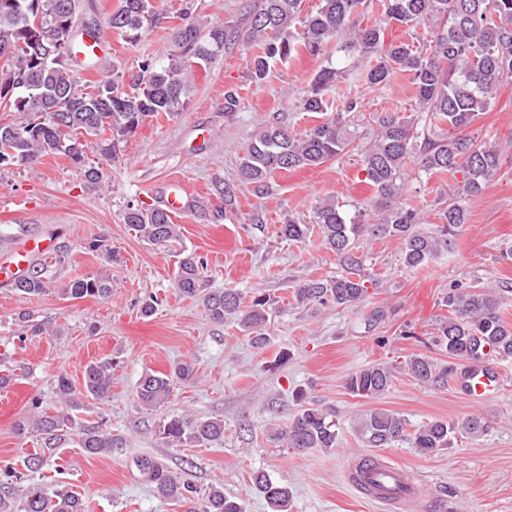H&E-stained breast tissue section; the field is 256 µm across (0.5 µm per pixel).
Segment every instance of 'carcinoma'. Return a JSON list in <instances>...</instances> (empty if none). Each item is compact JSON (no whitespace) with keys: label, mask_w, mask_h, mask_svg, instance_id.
I'll return each instance as SVG.
<instances>
[{"label":"carcinoma","mask_w":512,"mask_h":512,"mask_svg":"<svg viewBox=\"0 0 512 512\" xmlns=\"http://www.w3.org/2000/svg\"><path fill=\"white\" fill-rule=\"evenodd\" d=\"M301 5L302 0H264L263 8L242 33L187 9L163 56L142 60L132 72L115 62L112 76L85 86L72 69L78 46L73 25L80 21L79 0H0V51H10L0 64V109L30 115L18 124L0 122V164L26 165L61 154L83 167L86 182L96 186L104 175L98 167L84 166L88 137L97 138L93 148L100 156L116 158L119 145L148 119L161 113L173 116L184 109L195 86L196 67L221 56L231 42L240 40L251 49L258 48L247 60V67L252 82L260 86L266 82L272 63H289L302 55L318 58L335 41L339 50L361 58L358 80L371 87L386 86L407 73L415 87L414 114L373 116L377 134L361 150L363 172L379 213L377 222L349 221L342 205L328 198L313 206L312 223L304 224L288 214L278 231L280 238L299 243L318 230L323 245L336 254L340 266L334 277L306 279L298 284L294 288L297 303L357 306L367 298L366 283L370 282L359 252L363 237L398 240L402 263L422 268L448 250L449 235L466 223L467 211L457 198L479 195L500 170L501 153L477 145L467 131L490 108L497 89L512 82V0H384L389 18L414 27L435 26L437 33L424 52L405 42L387 44L380 26L363 25L359 13L362 0H319L317 9L304 16ZM37 19L52 41L47 56H35L29 50ZM160 19L155 0H119L109 25L134 45L144 30ZM344 78V71L326 60L296 98V108L302 112L329 111L331 93ZM360 107L356 99L347 98L334 116L299 136L280 121L259 127L245 147L239 181L252 186L260 198L269 190L276 172L318 167L335 159L355 141L350 127ZM412 162L428 176L457 180V193L441 200L438 234L419 229L425 223L422 210L406 201L394 203ZM123 221L142 241L159 249L170 247L180 237L179 226L161 207L132 205L124 212ZM205 271L197 258H182L175 288L186 297H202L212 322L222 324L224 318H234L253 346L264 349L274 300L258 293L247 303L233 288L208 292ZM49 285L43 269L35 267L14 282L17 291L30 297L44 294ZM58 292L72 300L108 298L112 296V279L76 278ZM504 292L511 293L512 289L492 291L475 285L448 289L440 301L448 308V315L439 320L432 344L459 361L478 362L488 348L501 357H512V325L502 315ZM17 320L24 332L33 336L48 332L32 310L19 313ZM112 366L110 358L87 366L83 388L88 395L102 399L112 392ZM404 368L416 381L431 386L447 385L456 371L452 363L417 354ZM194 377V365L188 362L176 365L169 374L146 372L137 381V398L146 407H163L179 384ZM393 378L391 367L372 363L349 375L345 386L354 396L375 399L390 388ZM56 393L64 403L78 407L77 388L63 374L57 376ZM297 401L298 413L292 423L275 432L274 439L297 451L335 447L336 422L303 396H297ZM32 406L34 416L19 422L17 430L23 435L35 433L44 448L58 447L75 428L78 445L88 455L110 454L123 445V439L103 429L101 422L77 428L68 413H50L37 401ZM483 429L476 418L457 422L436 419L413 425L404 416L381 408L364 412L355 424L358 438L368 448H389L407 441L424 454L448 448L454 434L478 436ZM157 433L169 448L220 444L224 441V421L172 413L160 421ZM44 463L39 451L23 460L25 471L10 466L3 469L0 512H87L83 500L65 487L48 492L29 481V474L39 471ZM137 466L160 497L190 504V512H244L242 499L225 494L222 482L202 492L193 482L172 475L149 457L139 458ZM252 489L266 500L271 512H291L288 486L259 471L252 476Z\"/></svg>","instance_id":"1"}]
</instances>
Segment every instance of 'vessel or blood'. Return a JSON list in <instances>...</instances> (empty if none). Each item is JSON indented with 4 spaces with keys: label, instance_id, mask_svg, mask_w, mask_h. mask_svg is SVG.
I'll list each match as a JSON object with an SVG mask.
<instances>
[{
    "label": "vessel or blood",
    "instance_id": "obj_1",
    "mask_svg": "<svg viewBox=\"0 0 512 512\" xmlns=\"http://www.w3.org/2000/svg\"><path fill=\"white\" fill-rule=\"evenodd\" d=\"M52 238L34 235L9 257L0 259V281L24 276L36 255L51 253ZM501 385L499 373L488 367L468 368L462 386L471 404L482 405L496 398ZM349 479L360 489L380 502L407 506L420 498L419 487L412 475L401 466L378 457H356L349 469Z\"/></svg>",
    "mask_w": 512,
    "mask_h": 512
}]
</instances>
